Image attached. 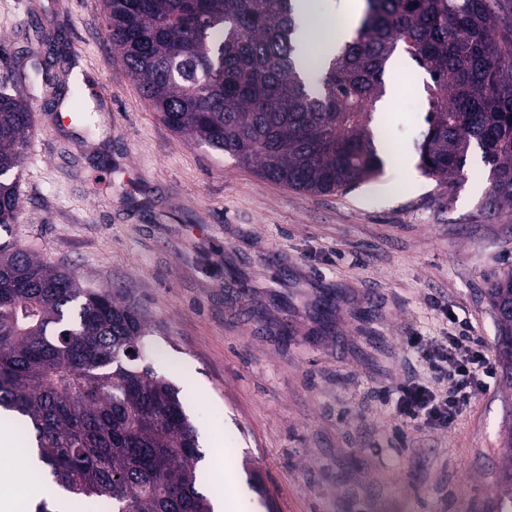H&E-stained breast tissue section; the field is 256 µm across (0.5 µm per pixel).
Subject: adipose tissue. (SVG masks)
<instances>
[{
  "label": "adipose tissue",
  "mask_w": 512,
  "mask_h": 512,
  "mask_svg": "<svg viewBox=\"0 0 512 512\" xmlns=\"http://www.w3.org/2000/svg\"><path fill=\"white\" fill-rule=\"evenodd\" d=\"M348 7L341 21H334L320 15L314 0H301L304 28L307 32L306 55L316 61L334 52L338 42L344 40L348 29L360 19L364 0H347Z\"/></svg>",
  "instance_id": "adipose-tissue-1"
}]
</instances>
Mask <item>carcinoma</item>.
<instances>
[{"label":"carcinoma","mask_w":512,"mask_h":512,"mask_svg":"<svg viewBox=\"0 0 512 512\" xmlns=\"http://www.w3.org/2000/svg\"><path fill=\"white\" fill-rule=\"evenodd\" d=\"M331 56L301 55L297 0H104L106 31L143 98L175 134L262 178L333 193L374 177L386 150L370 128L400 48L429 75L419 167L452 189L474 152L489 215L512 205V0H365ZM0 231L19 221L33 112L0 54ZM512 384V271L488 288ZM153 329L108 288H86L0 241V411L34 439L53 499L101 512H214L176 392L143 362ZM490 512H512V435Z\"/></svg>","instance_id":"cac0c4a2"}]
</instances>
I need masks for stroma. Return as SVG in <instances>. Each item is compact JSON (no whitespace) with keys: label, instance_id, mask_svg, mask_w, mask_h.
Wrapping results in <instances>:
<instances>
[{"label":"stroma","instance_id":"35a3bbf8","mask_svg":"<svg viewBox=\"0 0 512 512\" xmlns=\"http://www.w3.org/2000/svg\"><path fill=\"white\" fill-rule=\"evenodd\" d=\"M0 42L81 73L93 127L24 85L34 126L11 237L89 288H117L155 328L224 512H481L496 497L512 387L490 282L512 270V211L486 217L488 170L425 176L429 80L395 53L371 127L381 174L348 192L266 181L170 131L106 34L102 0H0ZM469 324L490 387L447 431L393 434L384 389L418 376L406 331Z\"/></svg>","mask_w":512,"mask_h":512}]
</instances>
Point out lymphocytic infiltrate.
I'll list each match as a JSON object with an SVG mask.
<instances>
[{"label":"lymphocytic infiltrate","mask_w":512,"mask_h":512,"mask_svg":"<svg viewBox=\"0 0 512 512\" xmlns=\"http://www.w3.org/2000/svg\"><path fill=\"white\" fill-rule=\"evenodd\" d=\"M403 344L428 378L387 391V398L394 403L397 433L451 428L477 392L486 387L483 373L490 362L483 341L466 334L433 341L412 331L404 336Z\"/></svg>","instance_id":"obj_1"}]
</instances>
